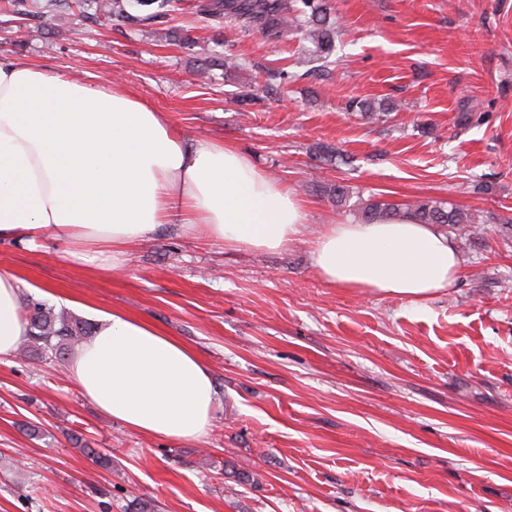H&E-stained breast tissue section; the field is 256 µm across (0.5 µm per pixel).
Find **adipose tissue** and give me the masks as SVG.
Segmentation results:
<instances>
[{"label":"adipose tissue","mask_w":512,"mask_h":512,"mask_svg":"<svg viewBox=\"0 0 512 512\" xmlns=\"http://www.w3.org/2000/svg\"><path fill=\"white\" fill-rule=\"evenodd\" d=\"M307 218L303 199L234 144L184 136L132 87L0 58V239L32 246L50 236L76 265L117 269L125 247L162 224L276 251L302 234ZM311 259L330 287L414 303L461 275L447 231L403 217L328 225ZM22 299L18 279L0 272V358L27 335ZM68 372L100 413L132 431L191 442L211 424L209 369L128 313L97 312Z\"/></svg>","instance_id":"obj_1"}]
</instances>
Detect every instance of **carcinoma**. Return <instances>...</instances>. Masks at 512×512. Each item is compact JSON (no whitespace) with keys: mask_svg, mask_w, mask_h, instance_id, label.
<instances>
[{"mask_svg":"<svg viewBox=\"0 0 512 512\" xmlns=\"http://www.w3.org/2000/svg\"><path fill=\"white\" fill-rule=\"evenodd\" d=\"M86 6L91 16L106 20L121 21L133 26L163 25L171 21L175 12L180 10L178 0H77ZM12 12L31 18L35 28L46 30L55 18L53 9L48 5L33 11L29 0H8ZM195 15L199 20L207 21L215 29L214 47L211 57L205 60L206 67L217 64L226 69H238L242 63L237 58L224 55L223 20L234 18L242 22L243 27L261 29L266 37L284 39L295 36L311 42L320 59L330 57L335 46L336 28L330 21V15L320 0H204L195 6ZM263 80L239 90L238 102L244 106L253 105L261 99L274 84L288 80V71L283 67L263 69ZM349 109L361 117L374 121L382 116L376 108L365 100H353ZM320 191L336 205L351 207L364 223L406 212L420 224H439L460 235L477 237L488 232V225L497 224L500 218L488 213L484 222L476 221L473 214L446 201L423 200L401 203L377 196L358 199L352 204L350 186L341 183L320 184ZM27 311L28 333L24 342L26 352L44 359H65L74 346L81 344L92 333L91 323L72 316L65 311L59 312L46 303L33 297L23 299Z\"/></svg>","mask_w":512,"mask_h":512,"instance_id":"cac0c4a2","label":"carcinoma"}]
</instances>
